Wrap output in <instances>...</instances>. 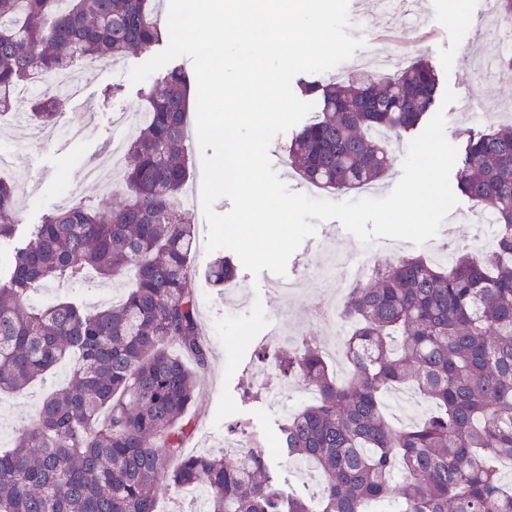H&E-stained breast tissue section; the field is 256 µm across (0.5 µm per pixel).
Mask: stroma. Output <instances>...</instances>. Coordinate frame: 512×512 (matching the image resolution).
Masks as SVG:
<instances>
[{
	"mask_svg": "<svg viewBox=\"0 0 512 512\" xmlns=\"http://www.w3.org/2000/svg\"><path fill=\"white\" fill-rule=\"evenodd\" d=\"M482 0H420V10L427 16L426 27L415 35L408 48L409 58L428 60L439 76L440 87L451 88L454 93L469 95L485 106L482 114L464 113L455 107L446 110V137L456 147H463L469 133L483 131L512 121V86L507 73L496 79L475 78L474 67L483 49L476 42L467 40L468 20L474 17ZM351 17H363V28H351L352 37H364L363 54H390L392 45L376 39L377 27L391 23L396 31H403L406 18L403 14L383 16L374 6V0H350ZM462 12L459 22L449 21L451 12ZM153 50L134 54L118 60L116 65H104L96 72L86 74V85L78 100L63 103L52 127L39 129L36 138L0 125V153L15 155L18 160L14 179L19 200V214L23 224L40 223L43 215L50 213L66 190L67 180H79L84 167L101 158L110 144L126 142L130 130L117 126L120 113L145 107L144 83L133 84L127 78L128 70L152 58ZM475 201L459 197L455 206L440 227L446 236L449 252L472 249L481 229L471 217ZM192 216L197 229L199 245L193 259V278L198 294L200 323L208 342L211 357L208 371L199 389V402L194 410L197 432L187 449L196 453H219V438L241 427L246 433H257L266 440L267 447H274L278 425L284 416L280 408L267 399L266 389L256 388L253 375L260 366L257 346H249L231 381H224L225 352L214 329L215 318L225 316L224 289L211 286L203 272L212 257L206 254L203 243L208 226L201 206H194ZM335 247L349 255L364 253V246L346 233L339 221L320 223L315 236L307 238L291 256L286 276L280 277L262 271L253 277L247 270H240L238 282L245 289L259 287L260 296L269 321L284 324L296 330L301 337L320 339L323 330L319 325L306 322L304 302L315 293L331 294L337 288L332 279H319L312 272V262L326 247ZM297 283L296 297L285 300L278 292L281 281ZM63 379L62 374L49 376L44 382L27 390L0 397V448L12 445L17 430L32 418L39 398ZM229 386L239 408L238 413L223 420H216L222 386Z\"/></svg>",
	"mask_w": 512,
	"mask_h": 512,
	"instance_id": "35a3bbf8",
	"label": "stroma"
}]
</instances>
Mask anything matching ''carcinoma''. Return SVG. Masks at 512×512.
<instances>
[{
	"label": "carcinoma",
	"mask_w": 512,
	"mask_h": 512,
	"mask_svg": "<svg viewBox=\"0 0 512 512\" xmlns=\"http://www.w3.org/2000/svg\"><path fill=\"white\" fill-rule=\"evenodd\" d=\"M160 0H0V111L36 71L48 79L76 58L104 64L167 39ZM425 59L303 92L320 107L295 133L288 161L308 185L348 193L388 175L390 139L425 123L438 90ZM111 210L72 202L34 224L0 279V392L17 393L64 366L68 383L48 395L13 448L0 451V512H157L156 490L202 486L203 512H512V125L468 135L457 189L485 204L495 242L449 266L404 255L351 289L339 316L342 376L313 340L273 354L316 398L278 428L285 461L319 472L315 499L279 487L264 438L248 436L237 460L189 454L199 375L210 349L191 266L196 228L176 200L190 176L187 76L168 70L144 92ZM62 100L30 103L49 126ZM18 227L15 188L0 180V240ZM238 268L215 258L206 277L226 288ZM93 273L122 280L123 298L87 310L63 298L34 307L47 283ZM412 385L430 410L397 427L390 389ZM399 472L402 483L394 486Z\"/></svg>",
	"instance_id": "carcinoma-1"
}]
</instances>
